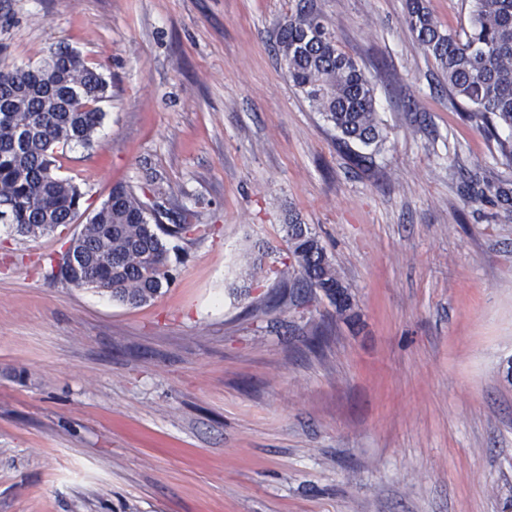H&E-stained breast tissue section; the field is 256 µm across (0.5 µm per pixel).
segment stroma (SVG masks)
I'll return each instance as SVG.
<instances>
[{"mask_svg":"<svg viewBox=\"0 0 512 512\" xmlns=\"http://www.w3.org/2000/svg\"><path fill=\"white\" fill-rule=\"evenodd\" d=\"M297 3L0 0L1 60L110 84L58 160L84 209L156 173L203 227L132 307L51 275L77 225L0 223V512H512V164L406 0H314L375 89L379 149L343 143L284 68ZM292 215L347 310L279 303Z\"/></svg>","mask_w":512,"mask_h":512,"instance_id":"stroma-1","label":"stroma"}]
</instances>
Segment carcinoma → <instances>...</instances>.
I'll use <instances>...</instances> for the list:
<instances>
[{
    "instance_id": "carcinoma-1",
    "label": "carcinoma",
    "mask_w": 512,
    "mask_h": 512,
    "mask_svg": "<svg viewBox=\"0 0 512 512\" xmlns=\"http://www.w3.org/2000/svg\"><path fill=\"white\" fill-rule=\"evenodd\" d=\"M406 23L440 65L448 94L466 106L468 119L481 121L499 157L512 164V0H473L461 34L441 28L425 0H408ZM277 42L288 79L343 141L381 142L374 87L338 47L313 0H301ZM107 92L103 73L68 46L53 49L43 64L0 63V215L33 237L85 219L64 242L63 279L140 306L172 280L165 238L185 239L200 225L188 208L178 222H162L167 192L158 176L151 179V204L117 184L97 209L82 211L83 193L56 173V161L74 144L91 146ZM287 237L297 269L282 272L284 283L300 282L336 300L342 283L316 233L293 219Z\"/></svg>"
}]
</instances>
